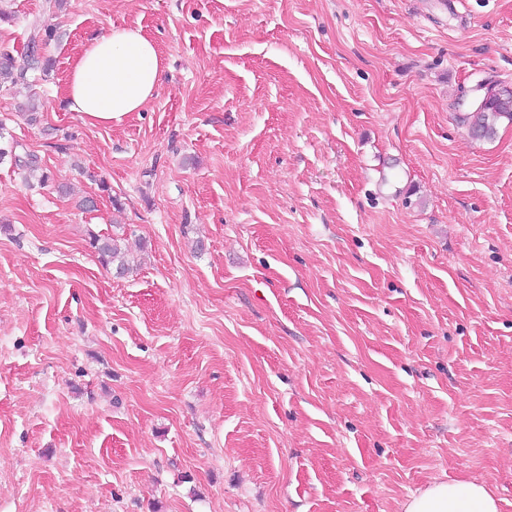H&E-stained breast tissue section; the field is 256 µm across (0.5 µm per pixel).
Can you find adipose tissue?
<instances>
[{"label": "adipose tissue", "mask_w": 512, "mask_h": 512, "mask_svg": "<svg viewBox=\"0 0 512 512\" xmlns=\"http://www.w3.org/2000/svg\"><path fill=\"white\" fill-rule=\"evenodd\" d=\"M162 71L158 47L141 28L109 29L75 59L66 88L69 108L93 123L121 119L153 98ZM402 512H499V505L484 485L434 481L408 496Z\"/></svg>", "instance_id": "1"}]
</instances>
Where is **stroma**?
Returning <instances> with one entry per match:
<instances>
[{
    "instance_id": "obj_1",
    "label": "stroma",
    "mask_w": 512,
    "mask_h": 512,
    "mask_svg": "<svg viewBox=\"0 0 512 512\" xmlns=\"http://www.w3.org/2000/svg\"><path fill=\"white\" fill-rule=\"evenodd\" d=\"M6 5L15 66L52 36L0 86V512H401L435 479L512 512V123L460 121L512 88V0ZM113 26L164 75L93 125L65 83ZM41 28H39V24L34 25L33 34H31L28 44L26 45L25 57L27 58V65L20 68L14 73L10 64L4 65L3 62H0V77L1 79L10 78L12 82H16L18 80L24 81L26 79V74L29 69L38 68L41 63L42 56L38 54L35 50V45L40 44L43 46L51 37V31L48 28L44 29V36L41 34ZM92 247L106 266H115L118 275H125L129 271L125 255L114 238L93 236Z\"/></svg>"
}]
</instances>
